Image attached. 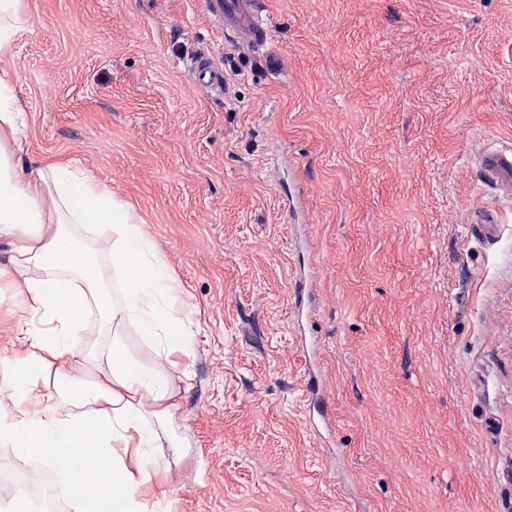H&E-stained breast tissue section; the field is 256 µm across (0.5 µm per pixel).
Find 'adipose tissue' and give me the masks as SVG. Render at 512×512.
I'll list each match as a JSON object with an SVG mask.
<instances>
[{
  "instance_id": "ef3b65f1",
  "label": "adipose tissue",
  "mask_w": 512,
  "mask_h": 512,
  "mask_svg": "<svg viewBox=\"0 0 512 512\" xmlns=\"http://www.w3.org/2000/svg\"><path fill=\"white\" fill-rule=\"evenodd\" d=\"M16 82L12 70L0 68V240L12 241L19 256L13 271L0 268V278L10 277L43 327L15 326L25 347L15 397L26 414L19 423L0 420V446L50 468L73 512H148L135 488L160 470L159 427L174 397L168 375L117 346L104 381L67 405L45 375L64 379L68 368L88 363L79 336L94 311L108 325L138 324L160 352H170L182 334L171 274L131 206L93 172L71 162L17 171L10 150L25 136ZM70 224L111 231L107 258L122 276L120 298L108 291L98 253L74 244ZM129 446L136 450L130 463L121 454Z\"/></svg>"
}]
</instances>
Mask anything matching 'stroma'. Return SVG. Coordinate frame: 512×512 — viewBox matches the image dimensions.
<instances>
[{
  "instance_id": "1",
  "label": "stroma",
  "mask_w": 512,
  "mask_h": 512,
  "mask_svg": "<svg viewBox=\"0 0 512 512\" xmlns=\"http://www.w3.org/2000/svg\"><path fill=\"white\" fill-rule=\"evenodd\" d=\"M21 163L75 161L133 206L179 285L158 476L174 512H512V0H22ZM209 54L220 90L189 68ZM29 303L0 279V416ZM186 445L170 452L171 443ZM212 9L224 21V27L238 32L248 39H262L265 29L253 14L252 0H210Z\"/></svg>"
}]
</instances>
